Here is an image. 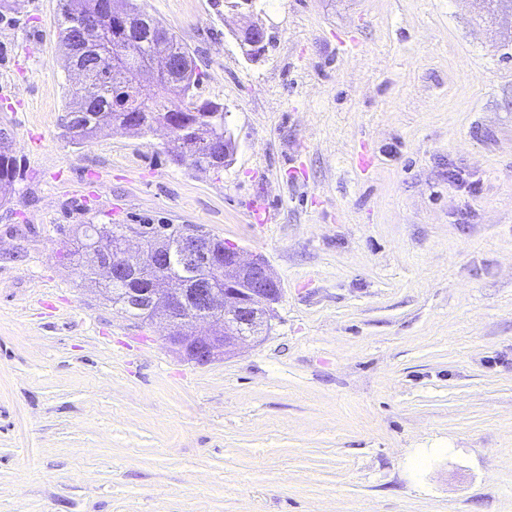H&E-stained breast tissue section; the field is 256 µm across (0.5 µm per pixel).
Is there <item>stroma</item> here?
<instances>
[{"label":"stroma","instance_id":"obj_1","mask_svg":"<svg viewBox=\"0 0 512 512\" xmlns=\"http://www.w3.org/2000/svg\"><path fill=\"white\" fill-rule=\"evenodd\" d=\"M137 3L237 150L199 171L166 129L72 144L59 0L0 12V512H512V10ZM82 224L263 254L271 331L179 356L73 256ZM238 40L243 54L249 59H254L265 48L266 31L256 25H247L241 30ZM10 134L6 128L0 129V206L10 200L6 191L12 187L17 172L16 158L11 154Z\"/></svg>","mask_w":512,"mask_h":512}]
</instances>
